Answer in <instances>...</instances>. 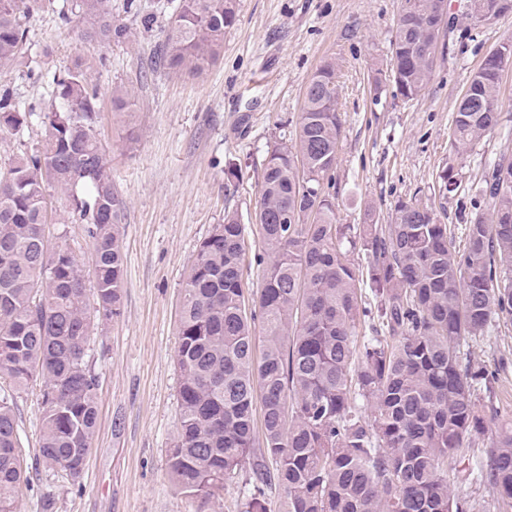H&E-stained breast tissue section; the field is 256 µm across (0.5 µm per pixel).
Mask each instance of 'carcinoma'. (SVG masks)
I'll return each mask as SVG.
<instances>
[{
	"mask_svg": "<svg viewBox=\"0 0 512 512\" xmlns=\"http://www.w3.org/2000/svg\"><path fill=\"white\" fill-rule=\"evenodd\" d=\"M40 0H0V67L22 64ZM446 0H402L389 81L404 99L428 84ZM92 19L85 38L121 42L112 0H73ZM235 0H177L161 50L164 67L200 77L224 49ZM492 51L469 89L488 111L460 101L450 132L457 153L500 124V72ZM80 58L54 78L41 109V147L0 164V512H15L30 477L21 462L15 395L40 382L39 462L76 486L97 430L96 375L86 361L94 321L120 315L126 205L95 135L101 92ZM135 92L110 91L112 111L132 112ZM29 113L0 88V132ZM342 121L336 66L312 76L295 137L274 142L257 223L263 285L247 296L246 226L224 213L185 277L176 363L181 418L167 470L207 504L252 449L243 512H266L265 489L284 488L283 512H512V422L484 442L497 373L475 360L493 323L512 320V156L502 153L475 187L479 207L456 248L435 207L399 200L389 224H339L329 192ZM53 188L90 238L96 307L81 262L45 236ZM262 326L256 346L255 320ZM369 335L357 337L360 324ZM263 437L256 444L255 403ZM472 454L489 497L462 498L448 461Z\"/></svg>",
	"mask_w": 512,
	"mask_h": 512,
	"instance_id": "1",
	"label": "carcinoma"
}]
</instances>
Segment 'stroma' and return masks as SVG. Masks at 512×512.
Masks as SVG:
<instances>
[{
  "instance_id": "1",
  "label": "stroma",
  "mask_w": 512,
  "mask_h": 512,
  "mask_svg": "<svg viewBox=\"0 0 512 512\" xmlns=\"http://www.w3.org/2000/svg\"><path fill=\"white\" fill-rule=\"evenodd\" d=\"M163 2L112 0L113 17L131 35L107 45L84 40L89 20L61 21L72 0H51L29 22L27 70L0 69V85L30 114L20 131L0 133L1 162L41 142L37 112L52 97L54 73L74 59L96 61L93 79L102 94L116 85L136 93L135 111L103 110L96 130L126 203L121 314L88 338L98 429L82 482L71 485L36 466L39 389L18 395L23 464L35 474L16 512H200L199 500L178 491L166 469L180 419L175 351L184 278L203 239L231 210L247 227L246 291L261 289L256 212L267 152L294 132L305 88L325 62L336 64L342 119L331 189L338 223H361L369 209L376 223L387 224L398 200L415 198L435 204L441 222L464 242L474 187L500 154L512 151V66L500 74V125L465 154L449 142L472 75L512 36V13L478 24L475 0H448L459 37L439 53L421 94L406 100L386 76L401 0H237L223 53L199 78L156 62L169 18ZM145 16L150 26H143ZM445 168L461 188L444 197ZM48 206L49 245L66 246L88 263L91 243L82 225L69 223L56 193H49ZM476 358L498 372V421L512 420V321L491 327Z\"/></svg>"
}]
</instances>
